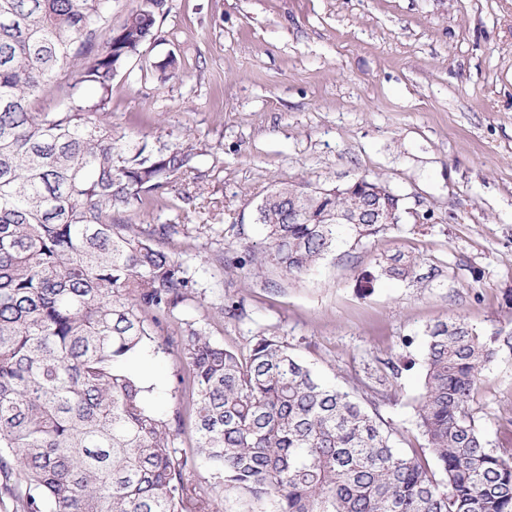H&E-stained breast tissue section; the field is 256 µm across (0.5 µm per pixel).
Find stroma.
I'll use <instances>...</instances> for the list:
<instances>
[{
    "label": "stroma",
    "instance_id": "stroma-1",
    "mask_svg": "<svg viewBox=\"0 0 512 512\" xmlns=\"http://www.w3.org/2000/svg\"><path fill=\"white\" fill-rule=\"evenodd\" d=\"M154 41L112 85L126 140L191 145L197 169L119 224H187L171 250L197 285L129 368L160 413L186 400L176 340L187 324L241 354L287 343L326 383L368 384L395 447L423 446L426 330L464 318L512 328V0H169ZM176 58L175 75L160 65ZM404 199L400 223L347 237L286 278L228 268L260 248L256 207L281 182L360 176ZM416 257L414 279L358 276ZM470 409L490 447H512V352L482 371ZM196 481L221 512L268 505Z\"/></svg>",
    "mask_w": 512,
    "mask_h": 512
}]
</instances>
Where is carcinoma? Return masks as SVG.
<instances>
[{
  "mask_svg": "<svg viewBox=\"0 0 512 512\" xmlns=\"http://www.w3.org/2000/svg\"><path fill=\"white\" fill-rule=\"evenodd\" d=\"M109 2L0 0V488L13 512H219L194 484L200 460L269 512H512V454L488 447L469 409L483 368L512 351V329L487 337L463 319L429 328L416 406L425 446L410 454L393 447L377 409L273 339L244 357L187 327L190 400L172 419L149 407L127 363L144 349L148 315L174 311L194 288L164 248L188 225L112 215L169 189L200 153L117 145L113 81L170 6L132 0L111 28ZM63 68L67 103L36 110ZM365 202L277 185L257 206L261 252L231 266L305 274L346 236L385 229L336 222ZM417 266L398 255L383 271L406 280ZM185 413L197 433L190 454L174 446Z\"/></svg>",
  "mask_w": 512,
  "mask_h": 512,
  "instance_id": "obj_1",
  "label": "carcinoma"
}]
</instances>
